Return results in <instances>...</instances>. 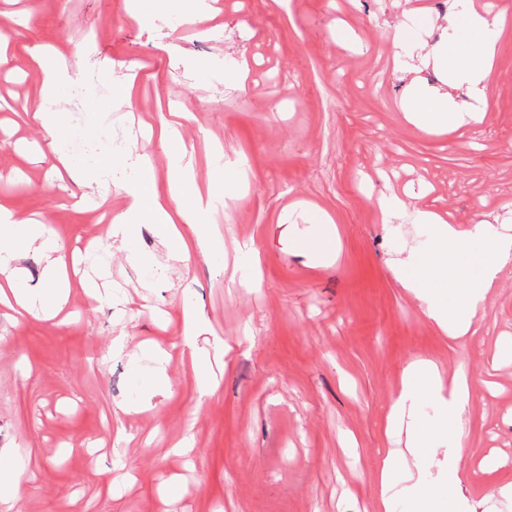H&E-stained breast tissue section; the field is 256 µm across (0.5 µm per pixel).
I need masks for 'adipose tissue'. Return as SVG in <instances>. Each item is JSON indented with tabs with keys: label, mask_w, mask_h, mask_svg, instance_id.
I'll return each instance as SVG.
<instances>
[{
	"label": "adipose tissue",
	"mask_w": 512,
	"mask_h": 512,
	"mask_svg": "<svg viewBox=\"0 0 512 512\" xmlns=\"http://www.w3.org/2000/svg\"><path fill=\"white\" fill-rule=\"evenodd\" d=\"M446 21L457 42L439 44L429 59L440 80L448 81L449 86L442 89L419 83L410 96L407 118L425 130L472 128L482 123L488 110L485 87L493 77L495 34L500 31L502 20L475 9L472 0H457L456 9L448 13ZM31 58L41 74L36 90L38 117L52 131L56 128V108L67 79L49 53L36 49ZM460 84L470 89L473 104L463 107L455 103L450 89ZM160 135L171 146L169 187L167 191H159L153 167L143 160L135 163L134 176L125 186L126 206L112 218L111 246L127 250L129 228L150 224L179 260L188 259L194 243L203 253L221 257L220 245L209 237L200 190L189 193L183 190L182 139L166 126L161 127ZM417 216L420 223L435 227L431 247L423 255H412L396 263L394 274L401 286L423 303L432 321L452 335H464L483 311L488 291L498 275L512 264V235L499 232L484 219L474 221L461 232L453 225L438 222L429 211H418ZM3 241L9 244L10 250L0 253V299L9 295L22 309L38 306L45 314H57L70 286L62 246L46 236L42 224L15 212L8 202L0 201V242ZM474 248L479 251L474 265L463 266L462 254ZM32 249L42 252L46 262L47 286L36 292L22 288L19 274L10 267L19 253ZM472 396L473 384L466 375L444 378L431 362L419 359L403 374L400 391L387 414V424L402 425L407 411L419 401L429 400L439 409L435 434L457 440L464 432V415ZM462 459L461 449L449 451L447 474L437 490L427 492L419 481L397 487L399 459L387 454L377 476L380 512H387L397 489L414 499L416 512H478V503L469 500L460 477Z\"/></svg>",
	"instance_id": "ef3b65f1"
}]
</instances>
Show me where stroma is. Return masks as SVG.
Returning a JSON list of instances; mask_svg holds the SVG:
<instances>
[{
	"label": "stroma",
	"instance_id": "obj_1",
	"mask_svg": "<svg viewBox=\"0 0 512 512\" xmlns=\"http://www.w3.org/2000/svg\"><path fill=\"white\" fill-rule=\"evenodd\" d=\"M128 5L0 0L14 18L0 68V198L76 257L57 317L0 305V448L22 469L0 512H377V463L406 443L386 417L418 358L475 381L463 472L473 498L512 512L493 494L512 482V271L474 334L455 338L392 270L431 245L420 209L461 231L481 215L512 233V0L478 148L473 130L406 117L412 79L436 82L425 57L452 37L432 0H213L194 18L152 0L144 25ZM38 46L68 79L57 121L71 153L147 156L163 190L156 128L175 123L183 168L216 200L208 222L223 259L195 249L177 261L148 224L129 232L139 262L107 251L93 213L102 201L119 213L124 190L91 188L55 162L34 117ZM118 84L129 101L113 98ZM389 192L411 206L387 223L378 199ZM327 228L335 254L311 259L309 241ZM83 279L107 301H90ZM186 304L217 376L208 395L183 344ZM156 349L170 390L137 413ZM491 451L502 466L480 468ZM174 480L181 496L164 502Z\"/></svg>",
	"mask_w": 512,
	"mask_h": 512
}]
</instances>
